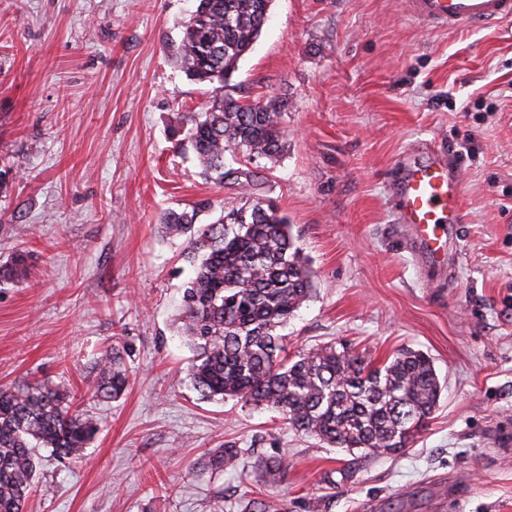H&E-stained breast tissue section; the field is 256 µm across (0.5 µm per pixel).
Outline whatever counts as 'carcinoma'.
I'll return each mask as SVG.
<instances>
[{
  "instance_id": "1",
  "label": "carcinoma",
  "mask_w": 512,
  "mask_h": 512,
  "mask_svg": "<svg viewBox=\"0 0 512 512\" xmlns=\"http://www.w3.org/2000/svg\"><path fill=\"white\" fill-rule=\"evenodd\" d=\"M272 0H198L183 24L177 61L192 79L212 85L200 114L182 116L184 134L207 181L231 182L245 205L196 224L197 209L171 210L161 228L186 240L193 275L185 283L181 334L193 357L190 378L207 400L234 399L279 413L294 431L341 448L351 459L339 470L354 477L368 457L399 453L414 440L439 401L442 385L431 358L402 349L371 368L356 354L326 344L288 360L277 329L312 296L313 274L287 218L259 193L254 159L276 163L286 148L282 125L288 99L266 103L234 97L232 78L268 18ZM4 274L29 275L26 255ZM129 375L111 344L97 361L94 394L116 399ZM97 420L71 409L59 387L44 381L0 387V512H22L36 463L33 450L50 448L62 461L85 455L99 433ZM242 449L226 444L212 453L213 468L232 466ZM288 469L279 455L261 465L276 476ZM251 512H285L272 498L250 500Z\"/></svg>"
}]
</instances>
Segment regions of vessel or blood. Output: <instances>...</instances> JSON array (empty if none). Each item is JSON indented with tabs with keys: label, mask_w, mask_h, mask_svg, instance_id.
<instances>
[{
	"label": "vessel or blood",
	"mask_w": 512,
	"mask_h": 512,
	"mask_svg": "<svg viewBox=\"0 0 512 512\" xmlns=\"http://www.w3.org/2000/svg\"><path fill=\"white\" fill-rule=\"evenodd\" d=\"M408 15L426 27L464 30L512 21V0H404ZM395 207L421 255L443 265L448 242L462 216V176L443 161L401 158Z\"/></svg>",
	"instance_id": "vessel-or-blood-1"
}]
</instances>
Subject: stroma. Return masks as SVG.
<instances>
[{
    "instance_id": "obj_1",
    "label": "stroma",
    "mask_w": 512,
    "mask_h": 512,
    "mask_svg": "<svg viewBox=\"0 0 512 512\" xmlns=\"http://www.w3.org/2000/svg\"><path fill=\"white\" fill-rule=\"evenodd\" d=\"M195 0H0V386L66 388L99 434L82 459L36 451L24 512H512V22L428 29L402 0H273L233 77L288 100L287 147L261 192L292 226L315 292L279 328L287 357L333 342L372 366L422 350L445 387L409 448L329 485L346 454L276 413L203 399L177 330L183 239L246 197L206 182L172 133L210 85L173 51ZM439 149L463 174V222L439 268L413 254L393 164ZM206 209H199V202ZM119 338L130 384L93 397ZM231 442L237 463L213 469ZM285 454V473L260 475Z\"/></svg>"
}]
</instances>
